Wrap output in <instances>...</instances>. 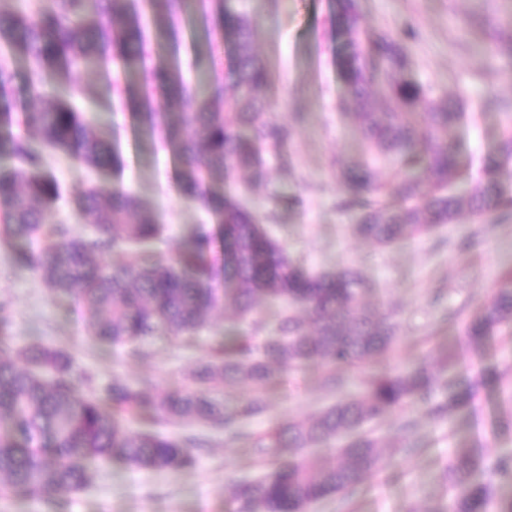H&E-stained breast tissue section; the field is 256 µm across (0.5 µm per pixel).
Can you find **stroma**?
Here are the masks:
<instances>
[{
    "instance_id": "obj_1",
    "label": "stroma",
    "mask_w": 512,
    "mask_h": 512,
    "mask_svg": "<svg viewBox=\"0 0 512 512\" xmlns=\"http://www.w3.org/2000/svg\"><path fill=\"white\" fill-rule=\"evenodd\" d=\"M253 20V49L272 74L271 110L278 117L302 115L291 146V161L269 162L267 185L255 188L254 199L276 191L287 196L276 223L267 230L291 258L308 269L350 267L369 285V303L392 309L398 342L388 357L360 368H340L341 393L325 385L320 366L282 369L262 391L265 408L245 418V433L258 436L291 417L313 414L339 394L363 389L380 372L423 359L438 360L454 349L463 320L488 302L504 277L512 273V215L488 213L462 216L457 223L389 246L365 242L355 233L352 215L339 211L341 188L334 158L361 160L366 152L348 93L338 70L342 41L336 36L335 0H243ZM367 26L374 30L410 32L413 79L450 97L474 102L454 136L467 146L466 167L478 177L495 155L506 123L500 110L512 103V58L490 51L487 31L471 24L474 16L512 19V0H357ZM60 94L95 122L113 128L120 143L124 169L111 175L91 169L63 154L49 164L70 193L92 184H118L135 193L169 227L157 251L174 255L208 213L186 202L177 189L179 163L171 149L147 142L130 112L100 106L97 80L73 74L59 86ZM474 242L471 250L457 247L460 238ZM443 291L435 300V291ZM0 303L10 325L6 336L20 348L42 340L69 353L92 373L95 387L119 381L138 387L173 390L183 386L209 346L223 335L250 337L249 324L216 312L194 339L159 336L146 342L141 357L119 348H105L91 336L82 310L60 300L39 272L21 265L15 249L0 245ZM155 431L207 439L196 453V464L184 471H141L115 462L101 466L84 490L63 496L60 504L9 495L0 497V512H230L229 483L250 479L257 459L246 444L228 443L221 430L186 423L160 422ZM373 435L395 449L400 478L376 474L361 489L332 496L308 512H407L410 505L433 506L445 500L449 486L441 474L451 449L475 443L496 452L512 449V403L498 390L482 393L474 412L453 424L431 420L409 407L376 425Z\"/></svg>"
}]
</instances>
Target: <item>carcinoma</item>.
I'll use <instances>...</instances> for the list:
<instances>
[{"label": "carcinoma", "instance_id": "1", "mask_svg": "<svg viewBox=\"0 0 512 512\" xmlns=\"http://www.w3.org/2000/svg\"><path fill=\"white\" fill-rule=\"evenodd\" d=\"M240 0H148L156 37L166 58L151 61L140 0H43L35 11L0 3V89L12 74L7 58L30 62L25 92L34 101L22 109L34 138L0 141L10 164L0 166V225L6 241L33 242L19 261L36 269L61 299L79 304L94 338L139 346L155 336L194 337L207 316L227 306L233 318L251 319L252 336L210 346L188 384L175 391L146 390L114 382L90 395L91 375L78 376L71 356L34 342L21 350L0 345V492L44 500L85 489L90 466L119 461L137 470L195 466L193 436L174 438L132 431L130 417L190 420L238 436V422L259 410L257 394L278 368L316 362L333 369L359 366L389 354L397 336L392 315L367 305L366 281L349 267L311 272L288 258L264 225L273 222L281 199L270 194L259 210L235 192L215 186L241 169L261 180L266 157L288 164V149L300 114L279 121L266 111L272 81L252 48V27ZM348 52L341 77L368 147L361 163H338L343 184L337 207L357 216L356 231L386 246L453 224L467 213L512 214V131L501 141L500 160L466 183V146L453 128L466 116V102L440 97L409 74L410 48L393 32L370 43L357 0H338ZM194 15L208 47L235 46L232 65L215 57L193 86L179 70L184 38L180 27ZM77 70L102 81L107 103L117 99L134 113L141 131L177 154L181 195L216 220L193 231L176 255L164 257L151 244L164 232L158 215L132 193L91 186L71 198L72 209L91 232L74 234L52 224L49 214L65 190L46 165L49 150L61 151L99 171L119 170L121 151L68 97L52 89ZM397 175L388 192L379 172ZM130 250L119 267L107 262ZM279 305L273 326L254 317L259 301ZM462 343L481 352L492 336H512V276L492 299L463 322ZM512 383V369L472 371L448 355L445 376L428 362L412 363L373 377L311 417L293 418L253 442L258 455L292 458L273 462L256 479L229 489L235 512H307L332 496L384 472L378 444L364 425L383 422L408 405L454 421L473 409L482 390ZM251 384L256 396L229 407L219 396ZM334 448L318 468L299 454ZM512 482V452L491 455L484 445L463 448L448 462V498L426 512H512V499L495 500L492 487Z\"/></svg>", "mask_w": 512, "mask_h": 512}]
</instances>
